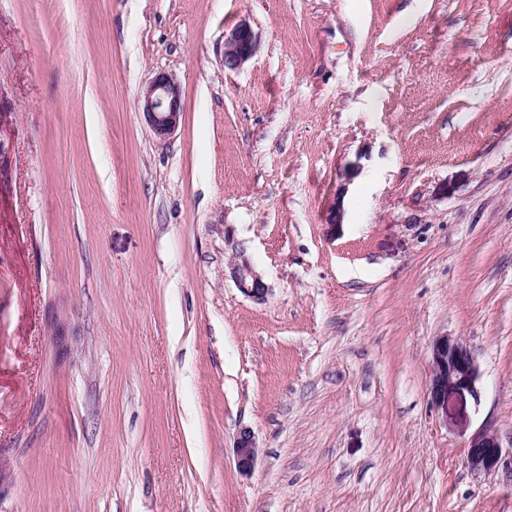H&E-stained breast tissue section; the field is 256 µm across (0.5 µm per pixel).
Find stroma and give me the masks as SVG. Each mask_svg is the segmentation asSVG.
<instances>
[{
  "instance_id": "obj_1",
  "label": "stroma",
  "mask_w": 512,
  "mask_h": 512,
  "mask_svg": "<svg viewBox=\"0 0 512 512\" xmlns=\"http://www.w3.org/2000/svg\"><path fill=\"white\" fill-rule=\"evenodd\" d=\"M444 335L480 377L441 413ZM484 427L512 448V0H0V512H512ZM257 52V39L251 27L242 22L224 34V66L237 70ZM139 102L156 138L165 140L176 132L182 120L183 105L180 85L171 75L156 74L143 89ZM229 243L232 245L234 254L233 260L228 266L229 277L246 297L257 302L266 301L271 289L265 282L262 273L255 268L243 246L234 244L233 240ZM258 446L255 436L249 428H241L234 442V456L238 472L249 476L258 456ZM494 432L487 428L479 429L471 438L466 455V465L475 474L490 475L510 462L512 465V450L507 459ZM508 460V461H507Z\"/></svg>"
}]
</instances>
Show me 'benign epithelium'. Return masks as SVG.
<instances>
[{
    "instance_id": "obj_1",
    "label": "benign epithelium",
    "mask_w": 512,
    "mask_h": 512,
    "mask_svg": "<svg viewBox=\"0 0 512 512\" xmlns=\"http://www.w3.org/2000/svg\"><path fill=\"white\" fill-rule=\"evenodd\" d=\"M257 52V39L251 27L242 22L224 34V67L237 70ZM140 107L145 120L160 140L171 137L178 129L183 105L180 85L169 74L158 73L143 89ZM232 244L233 260L228 266L229 277L246 297L264 302L271 288L251 262L244 247ZM479 369L464 343L451 336H438L431 349V378L429 397L437 410L448 409V393L474 391ZM234 456L238 472L243 476L252 473L258 456V446L252 431L244 427L236 435ZM512 463V456L505 457L494 432L487 428L478 430L471 438L466 455V465L475 474L490 475L504 465Z\"/></svg>"
}]
</instances>
